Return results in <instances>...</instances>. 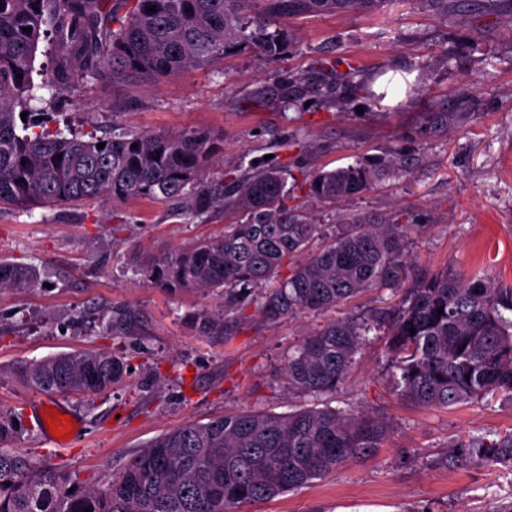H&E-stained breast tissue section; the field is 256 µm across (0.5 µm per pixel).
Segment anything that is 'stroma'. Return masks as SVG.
<instances>
[{"label": "stroma", "mask_w": 512, "mask_h": 512, "mask_svg": "<svg viewBox=\"0 0 512 512\" xmlns=\"http://www.w3.org/2000/svg\"><path fill=\"white\" fill-rule=\"evenodd\" d=\"M280 26L292 44L276 63L265 64L249 47L231 51L134 88L130 108L111 89L89 83L64 105L67 130L209 131L223 150L204 176L207 186L266 160L315 171L398 149L409 163L405 177L385 178L336 204L302 193L297 203L329 235L347 214L408 212L421 226L412 245L421 268L449 267L512 287V0H500L493 14L461 0L446 17L421 0H383L372 13L301 16ZM325 57L353 71L339 108L315 92L336 80L318 66ZM284 74L306 79L307 105L281 109ZM438 107L463 118L417 136ZM236 220L218 209L188 218L177 202L145 198L0 211V258L36 265L44 282L0 292V411L22 416L16 451L103 488L136 451L185 422L230 410L285 414L305 404L289 391L284 367L324 315L270 320L254 302L229 308L218 296L170 294L147 286L139 273ZM216 307L224 310L223 335H198L187 314ZM94 348L124 357L130 370L107 392L62 397L81 429L56 446L29 416L40 391L13 368ZM356 359L333 404L384 413L383 447L238 512H512V460L477 466L454 445L512 430L511 398L423 409L397 395L379 337Z\"/></svg>", "instance_id": "stroma-1"}]
</instances>
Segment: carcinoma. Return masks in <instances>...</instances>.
I'll list each match as a JSON object with an SVG mask.
<instances>
[{
  "label": "carcinoma",
  "instance_id": "obj_1",
  "mask_svg": "<svg viewBox=\"0 0 512 512\" xmlns=\"http://www.w3.org/2000/svg\"><path fill=\"white\" fill-rule=\"evenodd\" d=\"M382 2L0 0V209L182 198L189 216L218 207L245 221L226 224L223 234L145 269L148 282L170 293L222 295L232 305L258 289L260 309L272 320L340 310L373 290L397 297L387 308L326 320L288 357L289 388L313 399L311 405L283 415L232 411L178 426L149 441L100 491L84 489L62 468L35 466L14 452L10 444L25 431L22 419L0 413V512H237L242 504L300 489L370 456L383 444L387 419L332 407L326 398L344 387L372 331L383 332L398 395L421 408L475 403L491 393L512 397V288L448 268L418 273L408 247L417 225L408 214L350 217L310 253L321 225L303 206L288 205L279 168L257 165L218 193L202 190L191 197L186 186L200 181L220 152L209 134L183 129L66 137L31 107L37 87L73 97L89 81L105 80L114 88L132 81L158 84L224 58L235 43L255 46L261 60L274 63L290 37L267 32L271 22L374 10ZM253 3L254 25L246 16ZM151 6L155 11H147ZM43 37L51 54L37 85L34 60ZM452 119L451 112H430L420 134ZM407 169L395 150L385 158L306 172L301 188L311 199L348 200L378 178ZM41 286L37 267L0 258V289ZM193 319L203 335L224 334L218 309ZM127 370L111 352L87 350L24 361L16 374L41 392L88 395L112 389ZM453 447L472 449L470 459L480 465L512 459V433Z\"/></svg>",
  "mask_w": 512,
  "mask_h": 512
}]
</instances>
